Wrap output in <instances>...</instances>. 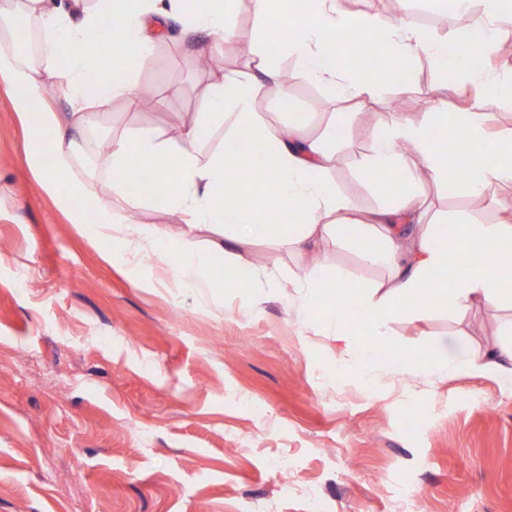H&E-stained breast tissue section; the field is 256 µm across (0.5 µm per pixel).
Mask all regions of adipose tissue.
<instances>
[{
	"label": "adipose tissue",
	"instance_id": "obj_1",
	"mask_svg": "<svg viewBox=\"0 0 512 512\" xmlns=\"http://www.w3.org/2000/svg\"><path fill=\"white\" fill-rule=\"evenodd\" d=\"M234 2L193 0L186 9L182 0H0V79L12 90V111L33 118L29 163L72 224L91 238L118 242L125 254L171 255L173 281L202 294L218 287L236 291L254 278L242 248L256 240L281 237L289 251L302 256L329 245L354 249L365 264L381 270L380 279L330 277L305 265L272 280L269 288L304 322L317 323L321 335L335 342L339 361L368 386L388 374L373 350L376 341L390 336L393 323L423 319L434 309L459 318L480 308L512 309V289L505 285L512 277V223L472 224L461 215H442L432 211L425 194L426 186L448 182V166L433 136L441 126L456 133L453 159L466 177L461 195L475 198L489 185L512 183V139L493 138L486 113L431 112L420 122L399 112L379 115V131L355 164L367 176L386 174L396 189L383 207L362 215L330 176L337 125L315 137L297 126L283 134L273 131L254 111L252 96L260 80H280L279 61L285 58L293 62V78L320 83L336 99L365 103L382 86H407L413 62L425 57L439 66L455 61L472 81L512 102V76H499L485 65L486 57L512 44V33L497 26L499 17L512 11V0H452L454 12L468 19L465 38L452 48L404 19L385 23L345 9L340 0H310L305 22L283 36L269 19L268 0H253L256 21L266 42L275 44V55L261 56L249 78L227 75L213 81L202 112L180 129L176 142L154 128L110 139L113 195H127L140 173H159L173 225L160 229L115 221L111 207L92 195L86 182L73 179L76 163L97 158L86 108L115 99L138 106L140 88L131 67L149 60L154 30L183 13L193 31L223 41L232 35ZM374 30L380 31L391 63L383 74H361L340 51L350 37ZM475 44L482 47V58L473 56ZM49 85L62 91L70 111H34ZM216 125L225 129L224 149L200 157L198 145ZM235 163L260 166L265 176L259 186L241 183L231 169ZM258 191L272 201L261 213L246 206ZM346 224L354 225V236L341 234ZM202 230L227 243L223 279L213 276V258L198 245ZM450 231L463 240L453 263L447 249L432 243ZM476 248L509 262L475 263ZM352 308L366 315L364 332L350 325L346 313ZM511 365L512 341L497 342L482 351L437 355L434 371L423 375L431 385L451 372L491 377Z\"/></svg>",
	"mask_w": 512,
	"mask_h": 512
}]
</instances>
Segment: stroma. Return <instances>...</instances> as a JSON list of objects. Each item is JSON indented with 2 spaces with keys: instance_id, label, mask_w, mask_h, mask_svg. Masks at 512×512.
<instances>
[{
  "instance_id": "obj_1",
  "label": "stroma",
  "mask_w": 512,
  "mask_h": 512,
  "mask_svg": "<svg viewBox=\"0 0 512 512\" xmlns=\"http://www.w3.org/2000/svg\"><path fill=\"white\" fill-rule=\"evenodd\" d=\"M230 21L239 43L217 51L170 20L136 74L166 98L164 109L119 99L88 110L101 133L152 127L176 139L201 111L209 84L251 74L261 31L251 0ZM415 26L451 43L463 21L433 0H416ZM448 109L488 113L495 134L512 138V107L465 76L446 80L420 60L410 85L386 86L359 105L320 84L254 87L270 126L302 123L319 135L341 122L332 178L360 211L382 205L355 166L377 133V115L423 118L435 86ZM0 80V512H512V371L451 375L429 388L396 376L374 387L337 369L336 346L301 322L286 302L259 309L244 294L202 296L174 287L171 259L107 261L109 245L79 233L27 165L29 127L10 108ZM93 190L124 222L164 228L170 214L153 200L113 197L106 175ZM435 210L477 224L503 216L505 190L457 201L431 190ZM257 287L300 265L278 240L254 242ZM411 354L437 347L483 348L512 335V310L458 320L437 310L394 323ZM421 426L410 432L407 422ZM292 467L291 486L278 476Z\"/></svg>"
}]
</instances>
